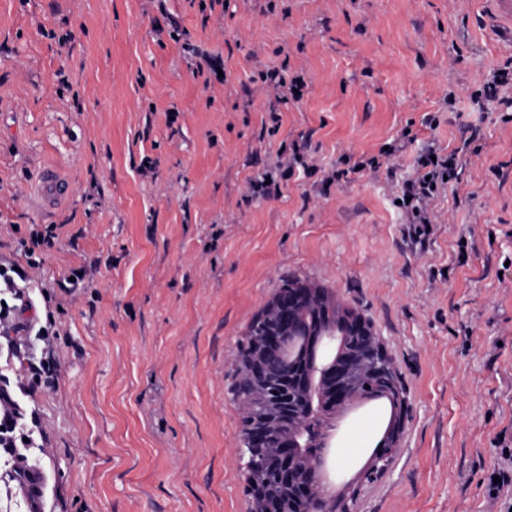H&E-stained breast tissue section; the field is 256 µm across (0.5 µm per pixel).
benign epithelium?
Segmentation results:
<instances>
[{
	"instance_id": "benign-epithelium-1",
	"label": "benign epithelium",
	"mask_w": 512,
	"mask_h": 512,
	"mask_svg": "<svg viewBox=\"0 0 512 512\" xmlns=\"http://www.w3.org/2000/svg\"><path fill=\"white\" fill-rule=\"evenodd\" d=\"M271 350L282 356L298 351L321 361L325 382L319 386L320 406L316 415L326 421L369 401L367 397L352 394L354 385L365 371L395 370L371 326L361 316L355 321H348L344 330L338 334L329 331L323 325L310 333L285 322L280 325L277 335L261 337L244 364L245 373L258 388L253 399L241 402L240 408L249 405L260 406L265 430H276L281 438L290 442L296 439L301 428L287 423L281 417L279 405L266 400L264 396L263 385L267 383V373L264 370L263 359ZM377 398L386 399L391 403V417L380 447L386 446L392 450L397 445L402 428L403 398L400 382L396 381L383 388ZM263 431L247 427V432L242 436V448L239 449L240 459L244 460L248 489L255 503V512H281L279 500L268 493L266 471L255 463L252 453L254 443ZM326 472V455L307 460L305 476L309 499L323 498L322 484Z\"/></svg>"
}]
</instances>
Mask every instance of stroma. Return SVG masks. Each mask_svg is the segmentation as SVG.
<instances>
[{
  "label": "stroma",
  "mask_w": 512,
  "mask_h": 512,
  "mask_svg": "<svg viewBox=\"0 0 512 512\" xmlns=\"http://www.w3.org/2000/svg\"><path fill=\"white\" fill-rule=\"evenodd\" d=\"M487 10L0 0V264L26 267L34 226L59 234L20 314L53 317L58 334L17 350L0 338V383L49 351L61 364L56 385L26 401L41 487L0 454V512H252L232 391L239 345L294 276L362 313L405 387L399 440L374 480L389 404L334 419L328 495L347 512H512V490L489 494L512 447V108L471 100L512 60V38L484 23ZM281 67L306 86L280 104L273 134L269 92L251 76ZM407 130L415 144L377 175L331 181L343 160ZM429 142L465 163L417 242L393 197ZM296 144L318 173L253 196ZM53 166L71 195L35 210L30 192ZM75 269L87 275L72 285Z\"/></svg>",
  "instance_id": "35a3bbf8"
}]
</instances>
